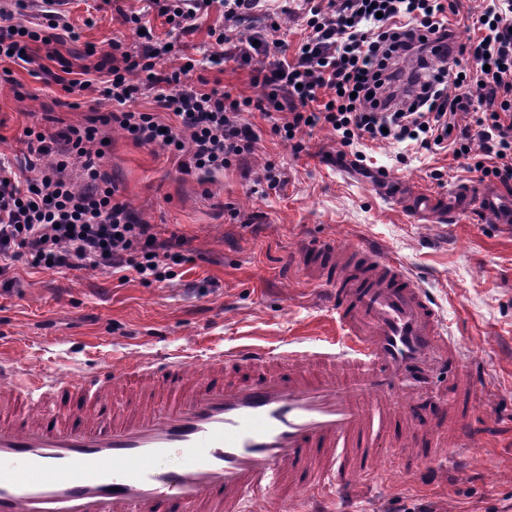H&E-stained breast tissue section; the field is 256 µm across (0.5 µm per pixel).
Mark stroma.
I'll list each match as a JSON object with an SVG mask.
<instances>
[{"instance_id":"stroma-1","label":"stroma","mask_w":512,"mask_h":512,"mask_svg":"<svg viewBox=\"0 0 512 512\" xmlns=\"http://www.w3.org/2000/svg\"><path fill=\"white\" fill-rule=\"evenodd\" d=\"M93 3L64 0L61 9L80 44L104 51L128 30L115 12L95 11ZM223 23L221 8L210 7L198 29L180 39V53L195 59L196 75L252 95V66L208 60V30ZM4 69L0 161L12 167L30 159L20 135L32 116L51 113L56 131L109 109L98 92L70 95L30 68L5 60ZM257 126L261 139L249 168L271 161L284 179L264 194L253 192L235 165L179 179L161 148L100 126L102 162L125 198L160 238H186L187 260L173 279L143 284L108 268L46 270L0 257L9 267L0 277V365L73 377L164 351L190 360L238 345L273 353L338 346L342 334L300 248L328 240L347 251L371 241L428 289L450 336L479 361L483 381L471 391L479 435L465 453L452 455L448 431L440 429L435 455L416 474L382 461L369 489L349 496L327 490L317 504L325 512H512V228L482 214L425 223L373 184L372 172L384 170L419 191L451 194L473 181L451 150L383 142L365 147V160L349 174L337 168L336 156L354 150L333 130L303 135L297 154L266 120Z\"/></svg>"}]
</instances>
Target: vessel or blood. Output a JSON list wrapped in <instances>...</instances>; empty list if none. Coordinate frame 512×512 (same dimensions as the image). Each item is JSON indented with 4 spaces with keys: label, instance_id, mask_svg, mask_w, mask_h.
Wrapping results in <instances>:
<instances>
[{
    "label": "vessel or blood",
    "instance_id": "vessel-or-blood-1",
    "mask_svg": "<svg viewBox=\"0 0 512 512\" xmlns=\"http://www.w3.org/2000/svg\"><path fill=\"white\" fill-rule=\"evenodd\" d=\"M414 212L453 220L471 209L512 224V201L478 185ZM345 343L280 354L241 345L196 359L163 354L126 370L69 379L0 368V512H258L283 485L314 492L374 479L380 457L419 464L418 440L449 409L470 414L478 367L449 338L426 289L373 245L356 262L305 244ZM250 370L245 380L234 369ZM159 389L158 406L111 391L128 371ZM178 465L167 466L171 455Z\"/></svg>",
    "mask_w": 512,
    "mask_h": 512
}]
</instances>
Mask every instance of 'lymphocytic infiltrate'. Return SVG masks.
<instances>
[{
	"instance_id": "lymphocytic-infiltrate-1",
	"label": "lymphocytic infiltrate",
	"mask_w": 512,
	"mask_h": 512,
	"mask_svg": "<svg viewBox=\"0 0 512 512\" xmlns=\"http://www.w3.org/2000/svg\"><path fill=\"white\" fill-rule=\"evenodd\" d=\"M179 33L197 28L201 11L224 9V27L213 32L214 59L254 67V93L193 85L194 60L163 70L173 52L148 33L133 32L107 51L88 45L80 67L65 65L67 93L91 89L92 74L104 75L100 90L111 103L99 123L52 132L41 122L23 135L39 162L36 175L0 162V254L46 269L108 267L140 282H162L186 260L183 239L159 240L154 225L140 219L100 159L98 127L116 124L135 144L158 146L184 176H204L245 164L259 139L251 117L274 118L284 140L316 126L331 128L344 145L411 143L432 150L452 145L455 158L471 160L482 177L512 184V0H490L472 23L473 35L451 46L444 0H151ZM44 25L16 23L0 8V58L35 61L32 46L77 41L78 35L43 0ZM300 16L305 36L294 56L278 31L279 16ZM270 18L268 32L243 36V26ZM416 59L417 72L403 62ZM80 78H72V71ZM155 88L156 111L131 103L141 86ZM472 122L460 126L457 114ZM172 123H165V115ZM80 159L82 185L69 174Z\"/></svg>"
}]
</instances>
